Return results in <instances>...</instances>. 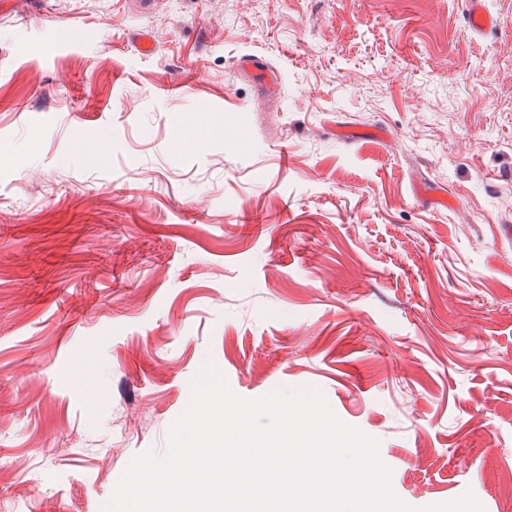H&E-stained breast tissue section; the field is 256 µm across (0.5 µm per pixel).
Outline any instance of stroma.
I'll list each match as a JSON object with an SVG mask.
<instances>
[{"label":"stroma","mask_w":512,"mask_h":512,"mask_svg":"<svg viewBox=\"0 0 512 512\" xmlns=\"http://www.w3.org/2000/svg\"><path fill=\"white\" fill-rule=\"evenodd\" d=\"M485 6L474 39L464 0H0V512H104L208 363L319 391L416 512H512V0ZM466 1L468 32L472 37L480 38L497 28V18L486 10L483 0ZM239 65L249 72L257 89L262 93L267 92L273 83L278 81L277 75L262 57L248 55L239 61Z\"/></svg>","instance_id":"stroma-1"}]
</instances>
